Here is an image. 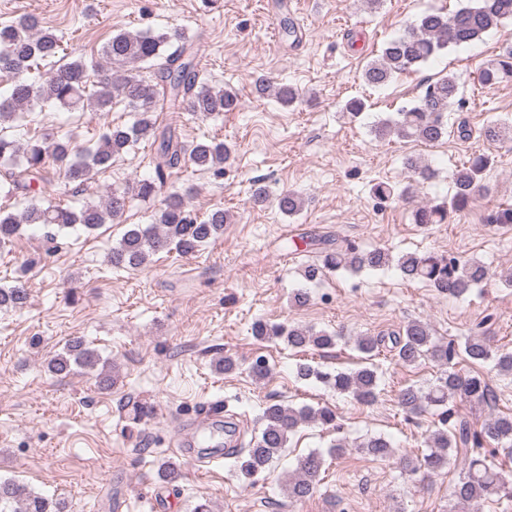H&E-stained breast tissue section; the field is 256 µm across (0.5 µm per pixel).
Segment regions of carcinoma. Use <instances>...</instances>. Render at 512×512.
I'll use <instances>...</instances> for the list:
<instances>
[{
  "label": "carcinoma",
  "instance_id": "obj_1",
  "mask_svg": "<svg viewBox=\"0 0 512 512\" xmlns=\"http://www.w3.org/2000/svg\"><path fill=\"white\" fill-rule=\"evenodd\" d=\"M512 19V0H473V4L452 13H424L415 27L386 42L380 56L367 63L363 80L372 86L386 84L395 74L428 63L450 44L461 45L481 38L506 19ZM0 31V77L9 88L0 94V161L12 166L5 181L0 182V196L9 200L19 192H27L32 180L43 172L47 163L58 165L66 184L84 183L93 175L112 167V161L129 148L148 140L153 146L155 177L144 178L131 191H112L102 204L85 203L80 208L63 207L44 202L33 196L22 210L13 213L0 208V248L13 243L22 226L39 225L59 231L81 226L92 230L101 224L119 219L128 204L137 199L150 201L160 193L173 170L190 163L200 170L221 173L228 157L222 142L201 141L185 146L178 141L173 119L159 122L162 112H191L204 118H217L238 107L236 93L214 89L201 79L197 53L191 51V38L186 34L125 31L120 32L103 47V56L111 68L98 76L96 90L89 91L90 72L87 63L79 58L52 69L37 85L28 77L31 67L55 58L61 50V38L43 28L39 20L28 16L3 24ZM153 69V77L141 74L143 66ZM484 84L512 79V47L505 48L497 61L480 72ZM460 79L448 76L426 86L423 95L403 107L394 119L382 121L374 132L384 139L395 135L425 144H434L449 135L444 114L458 99ZM120 103L134 113L128 125H108L92 145H76V137L67 133L47 142L43 139H23L6 133L4 124L19 110H34L46 106L75 111L88 104L98 112L112 111ZM410 173L401 191L385 183L373 185L372 194L379 202L394 196L413 193L416 178L431 176L429 166L416 158L406 161ZM490 165L487 155H477L455 170L452 175L455 192L449 199L418 207L413 213L416 224H444L452 214L463 211L480 187L484 172ZM277 206L285 215L294 216L303 208L302 199L293 192L277 197ZM227 216L222 209L210 212L201 219L189 209L179 194H170L162 206L152 212L151 223L136 224L127 230L108 255L114 268L140 271L149 267L161 253L176 251L193 255L224 233ZM321 264L305 268L308 280L321 276L323 270H381L393 267L408 282H423L440 295L462 296L475 286L489 280L488 268L477 261H464L451 255L405 253L397 257L376 248L359 252L350 243L326 238H314ZM28 298L21 281L0 287V309L19 308ZM259 339L281 338L288 347L300 352L309 349L328 350L336 347L340 337L327 331H314L299 325L271 324L258 321L252 327ZM385 340L381 336H358L354 344L364 360L371 362L380 355ZM392 348L397 364L416 367L431 360L441 367L440 376L430 386L408 385L401 389V406L411 413L429 409L440 410L443 428L427 437V450L420 457L410 458L405 470L411 474L420 469L438 472L448 468L459 452L468 463L464 475L454 486V503L450 512H479L480 503L494 495L512 498V482L506 479L495 462V452L485 447L496 445L512 451V416L491 415L480 428L448 406L454 397L473 404L490 407L496 403V392L489 380L478 374H461L456 358L472 364L495 361L502 376H512V352L493 351L480 335L469 336L464 343L440 342L432 335L427 323L411 320L393 337ZM101 361L98 352L83 339L70 340L63 350L48 361L49 370L57 375L70 374L73 367L94 368ZM297 377L315 378L330 384L339 394H349L359 403L370 405L380 394L378 368L371 364L356 369L322 371L308 363L297 366ZM261 429L248 445L228 452L225 465L239 470L250 479L268 470L280 456L297 429L303 424H318L339 429L336 413L327 406L294 408L279 402H268L262 408ZM353 446L374 458H387L395 453L390 440L382 435L365 438L353 445L338 440L332 444L336 453ZM325 463L324 455L311 451L296 459L293 471L287 473L285 489L288 499L300 501L312 496L318 488ZM0 512H65V503L51 501L25 491L12 480L0 479Z\"/></svg>",
  "mask_w": 512,
  "mask_h": 512
}]
</instances>
